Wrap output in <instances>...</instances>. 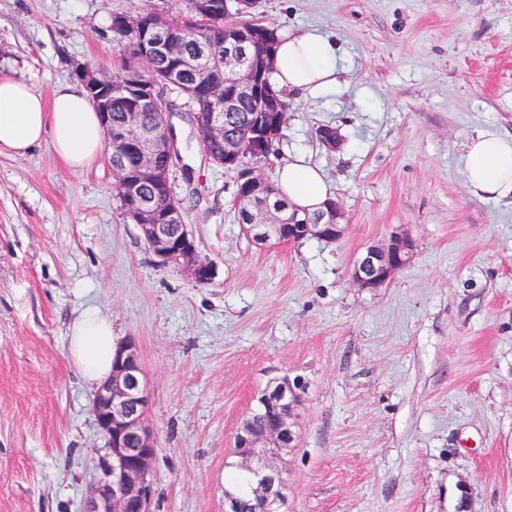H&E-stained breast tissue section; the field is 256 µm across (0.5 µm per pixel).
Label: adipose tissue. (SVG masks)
I'll use <instances>...</instances> for the list:
<instances>
[{"instance_id": "ef3b65f1", "label": "adipose tissue", "mask_w": 512, "mask_h": 512, "mask_svg": "<svg viewBox=\"0 0 512 512\" xmlns=\"http://www.w3.org/2000/svg\"><path fill=\"white\" fill-rule=\"evenodd\" d=\"M343 60L329 36L312 31L283 35L271 60V83L279 91L324 92L335 85ZM46 140L75 171L102 156L103 127L84 87L58 86L47 101L27 84L0 77V153L23 155ZM465 149L472 195L488 201L512 199V136L480 133L467 140ZM278 187L294 207L309 213L331 196L321 171L298 160L280 169ZM115 348L107 315L91 309L73 322L68 353L88 384L98 387L111 377Z\"/></svg>"}]
</instances>
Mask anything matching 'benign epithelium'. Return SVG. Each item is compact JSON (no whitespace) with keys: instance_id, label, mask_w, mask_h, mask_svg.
Returning a JSON list of instances; mask_svg holds the SVG:
<instances>
[{"instance_id":"7a95c632","label":"benign epithelium","mask_w":512,"mask_h":512,"mask_svg":"<svg viewBox=\"0 0 512 512\" xmlns=\"http://www.w3.org/2000/svg\"><path fill=\"white\" fill-rule=\"evenodd\" d=\"M258 0H225L226 15H240L257 7ZM250 42L234 22L224 29V76L231 79L234 89L224 96V112L210 113L197 130L202 143L224 142V165L236 166L243 156H254L251 163L236 177L235 209L243 212L242 226L247 236L259 246L272 241L296 243L304 238L334 242L345 232V214L337 201L313 217L301 216L291 207L273 204L266 190L267 181L258 173L256 164L263 160L273 130L255 129L243 136H224V113L234 111L236 98L256 96L262 111H276L275 127L286 125L288 113L279 111V99L272 91L259 92L261 57L245 58L239 47ZM131 63L146 67L157 61L165 51L163 43L131 44ZM202 59L183 58L176 68L165 71L172 82L178 75L201 70ZM74 75L92 94L102 125L107 133V145L117 183L126 197L127 217L137 224L157 263L174 266L197 284L210 283L217 268L202 258L195 241L183 221L178 199L165 210L153 205L143 195L141 185L153 184L157 190L172 193L169 166L177 150L170 135L169 112L158 113L156 122L145 127L137 109L126 113L125 124L112 129V77L92 67L78 63ZM223 84L211 73L200 83L203 97L220 94ZM177 233H172L173 227ZM415 244L403 230H395L382 243L369 246L353 268L352 278L361 288H381L389 284L396 273L413 259ZM303 382L286 375L277 378L258 396L260 406L272 416L260 430L252 426V418L242 421L235 436V457L242 470L252 480L253 512H282L286 502L287 482L279 462L295 447L296 431L291 413L277 412L278 406H295ZM148 406L147 384L140 352L133 341L118 343L112 367V377L98 390L93 412L97 426L105 439L106 454L100 461L102 477L91 484L83 512H151L153 498L152 460L156 454L153 437L145 422Z\"/></svg>"}]
</instances>
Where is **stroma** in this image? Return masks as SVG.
Instances as JSON below:
<instances>
[{
  "label": "stroma",
  "mask_w": 512,
  "mask_h": 512,
  "mask_svg": "<svg viewBox=\"0 0 512 512\" xmlns=\"http://www.w3.org/2000/svg\"><path fill=\"white\" fill-rule=\"evenodd\" d=\"M157 0H0V76L50 96L109 75L112 19ZM281 33L344 52L334 91L286 95L294 154L346 211L342 239L258 247L232 173L181 115L184 222L218 276L157 263L107 158L76 172L42 143L0 154V512H81L105 441L68 354L86 310L134 340L157 453L152 512H224L233 437L271 378H300L286 512H512V204L475 198L464 144L512 135V0H259ZM341 136L326 149L317 130ZM407 231L413 262L376 290L352 269Z\"/></svg>",
  "instance_id": "stroma-1"
}]
</instances>
